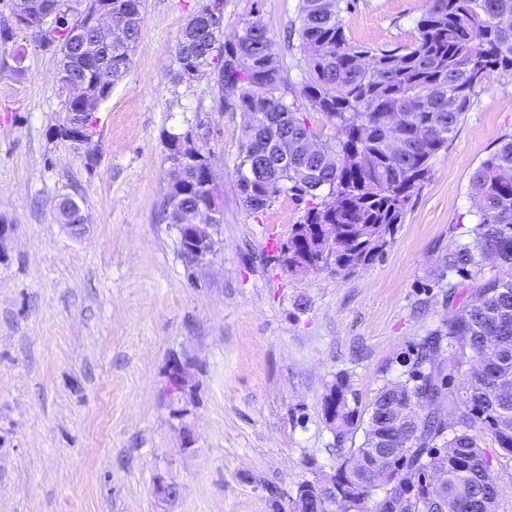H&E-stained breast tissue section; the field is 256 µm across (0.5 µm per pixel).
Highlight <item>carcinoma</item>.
<instances>
[{"mask_svg": "<svg viewBox=\"0 0 512 512\" xmlns=\"http://www.w3.org/2000/svg\"><path fill=\"white\" fill-rule=\"evenodd\" d=\"M343 2L349 0H299L295 49L306 71L298 95L289 94L265 25L248 22L226 43L223 31L214 34L202 24V16L224 12V0H197L176 63L181 82L204 70L214 74L211 111L231 105L241 112L237 188L248 209L263 212L284 193L304 205L277 260L291 271L307 267L349 277L393 242L476 89L495 74L512 76V0H426L417 36L401 52L348 38ZM106 6L122 18V40L110 46L93 41L94 16ZM143 9L144 0H12L15 22L0 26V43L45 31L56 44L61 111L68 119L79 114V123L57 137L77 149L91 145L95 112L128 72ZM100 64L111 65L112 83L98 82ZM75 82L84 88L71 99L65 87ZM306 105L327 118L333 135L325 138L313 127ZM165 143V161L179 156L185 166L168 185L162 220L181 224L189 213L217 206L207 188L216 176L206 171L188 132H168ZM469 193L476 205L472 242L446 253L430 278L450 288L458 287L455 278L469 280L470 297L420 338L407 370L378 387L368 420L359 418L345 377L323 394L336 440L360 428L364 434L330 475L336 506L345 512H441L448 499L458 512H496L498 487L481 448L489 437L512 454V277L477 276L490 256L512 269V135L475 169ZM78 212V203L64 196L58 222L75 224ZM472 363L471 377L452 386ZM180 364V354H172L166 394L173 402ZM444 405L454 413L450 421L439 415ZM382 453L391 457L395 483L374 502L375 456ZM434 470L445 475L439 487L430 481ZM316 483H300L295 495L275 503L277 512H326Z\"/></svg>", "mask_w": 512, "mask_h": 512, "instance_id": "cac0c4a2", "label": "carcinoma"}]
</instances>
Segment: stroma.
<instances>
[{
    "mask_svg": "<svg viewBox=\"0 0 512 512\" xmlns=\"http://www.w3.org/2000/svg\"><path fill=\"white\" fill-rule=\"evenodd\" d=\"M196 0H145L126 76L97 112L94 157L57 138L53 48L25 43L23 81L0 71V512H273L274 494L332 473L362 432L337 441L322 395L346 374L361 416L396 379L420 336L452 315L428 275L470 241L469 181L512 134V78L491 77L414 194L393 244L351 277L291 272L266 247L303 208L281 195L252 213L236 187L241 116L211 111L213 76L176 78ZM299 0H224L223 33L269 29L292 90L304 66L288 47ZM424 0H355L346 35L372 49L410 45ZM208 118L223 200L219 254L191 285L163 223L164 135ZM77 197L86 232L55 217ZM198 361L194 450L182 452L164 393L171 353ZM497 512H512V455L485 440ZM169 474L168 505L152 493Z\"/></svg>",
    "mask_w": 512,
    "mask_h": 512,
    "instance_id": "stroma-1",
    "label": "stroma"
}]
</instances>
